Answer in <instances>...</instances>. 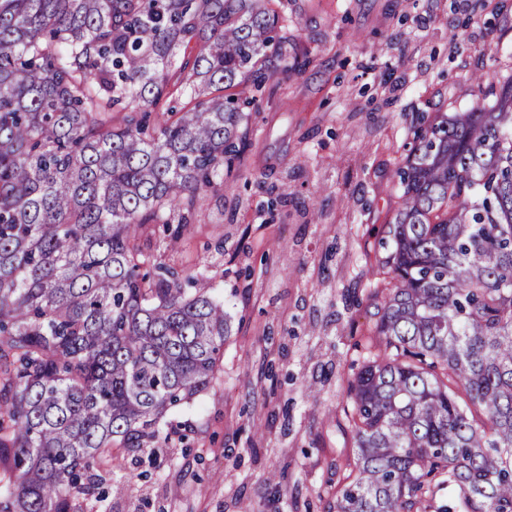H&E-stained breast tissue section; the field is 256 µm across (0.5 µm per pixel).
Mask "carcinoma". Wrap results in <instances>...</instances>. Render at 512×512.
Returning a JSON list of instances; mask_svg holds the SVG:
<instances>
[{
    "label": "carcinoma",
    "instance_id": "obj_1",
    "mask_svg": "<svg viewBox=\"0 0 512 512\" xmlns=\"http://www.w3.org/2000/svg\"><path fill=\"white\" fill-rule=\"evenodd\" d=\"M276 0H0V512H78L205 391L228 319L153 263L241 168L259 88L300 62ZM188 94L179 112L174 93ZM348 382L326 512H512V74L413 131Z\"/></svg>",
    "mask_w": 512,
    "mask_h": 512
}]
</instances>
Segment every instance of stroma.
I'll return each mask as SVG.
<instances>
[{
	"label": "stroma",
	"instance_id": "1",
	"mask_svg": "<svg viewBox=\"0 0 512 512\" xmlns=\"http://www.w3.org/2000/svg\"><path fill=\"white\" fill-rule=\"evenodd\" d=\"M306 61L251 113L243 168L182 239L138 244L204 273L231 325L210 387L161 420L164 452L121 459L88 512H322L354 462L338 425L366 356L391 172L416 118L468 107L512 73V0H283ZM329 370L318 382L321 370Z\"/></svg>",
	"mask_w": 512,
	"mask_h": 512
}]
</instances>
